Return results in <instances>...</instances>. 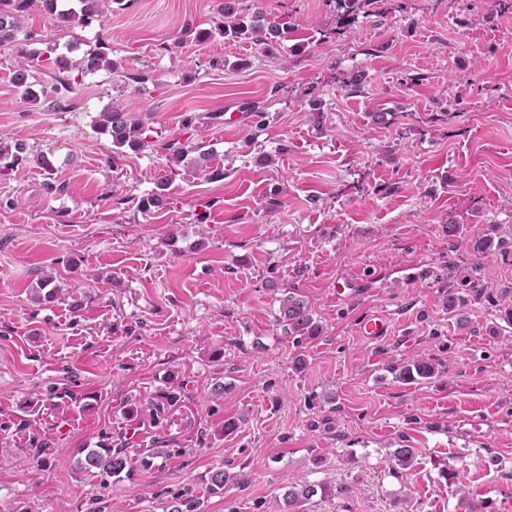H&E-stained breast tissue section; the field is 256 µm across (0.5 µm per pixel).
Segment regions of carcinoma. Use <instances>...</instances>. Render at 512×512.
Returning <instances> with one entry per match:
<instances>
[{"mask_svg": "<svg viewBox=\"0 0 512 512\" xmlns=\"http://www.w3.org/2000/svg\"><path fill=\"white\" fill-rule=\"evenodd\" d=\"M116 0H77L73 6L58 7L57 0H0V45L12 43L15 46L13 57V83L21 91L23 100L33 103L38 100V94L30 82L32 72L41 69L47 64L56 69L58 86L55 92L70 93L73 82L68 74L77 72L85 77L101 70L116 71L118 63L109 58L107 47L98 46L92 51L84 53L74 61L64 55L48 57L44 60L35 57L25 49L17 39L21 32V18L32 10H38L47 15L52 21L56 32L70 35L78 29H83L94 21H102L109 12V4ZM326 2L343 15H357L359 13L372 14L384 17V11L378 9L381 0H326ZM218 14L222 20L209 28H200L187 24L181 34L174 37L167 45V50L179 49L183 44L193 39L205 42L217 36L231 42L249 41L258 46L261 53L275 55L284 35L288 33V22L276 15H271L264 6V0H222ZM96 133L107 135L112 139V145L117 148L112 158L123 155L121 148L126 147L138 152L152 145L147 139L149 128L146 121L140 119L136 113L129 112L118 105L101 113L96 127ZM169 157L180 160L186 153L198 149V146L181 139H171L163 145ZM26 148L21 143L13 146L0 140V177L9 175L16 166L24 161ZM279 322L283 324L285 334L296 339V342L308 341L321 333L319 323L314 319L311 306L304 300L295 296L293 292L285 293L281 299ZM395 377L405 383H414L419 379L427 380L439 375L438 365L430 359H417L394 368ZM81 468L86 472L101 473L108 477L120 476L130 469V462L124 450L101 448L91 449L81 461ZM248 483V480L232 475L222 468L215 469L209 479V492L218 494L224 491L229 482ZM316 494L311 485L292 487L286 494L288 506L292 507Z\"/></svg>", "mask_w": 512, "mask_h": 512, "instance_id": "obj_1", "label": "carcinoma"}]
</instances>
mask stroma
<instances>
[{"label":"stroma","instance_id":"obj_1","mask_svg":"<svg viewBox=\"0 0 512 512\" xmlns=\"http://www.w3.org/2000/svg\"><path fill=\"white\" fill-rule=\"evenodd\" d=\"M463 2L345 21L324 0H265L292 24L275 58L221 39L164 51L219 0H120L73 38L25 17L28 52L103 42L119 70L63 102L42 70L28 103L0 47V136L27 155L0 178V512H169L182 494L200 512H286L305 483L303 512H512V7ZM115 101L163 141L194 117L200 152L113 159L94 124ZM254 103L263 123L216 118ZM160 191L167 205L141 211ZM45 278L59 294L38 304ZM452 289L468 300L454 312ZM287 290L321 336L278 326ZM376 313L390 334L372 341L358 325ZM419 358L439 376L395 378ZM120 444L130 475L78 468ZM219 467L247 484L209 493Z\"/></svg>","mask_w":512,"mask_h":512}]
</instances>
